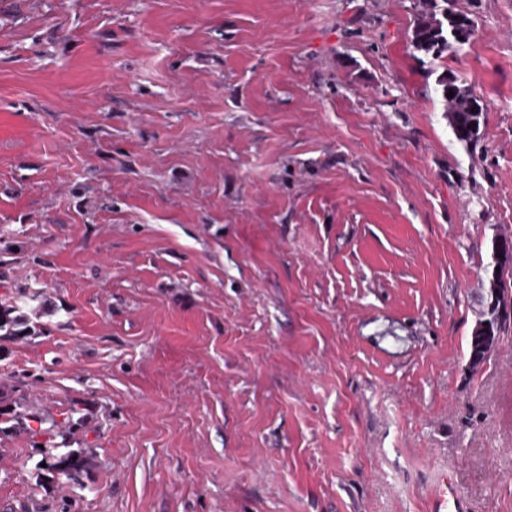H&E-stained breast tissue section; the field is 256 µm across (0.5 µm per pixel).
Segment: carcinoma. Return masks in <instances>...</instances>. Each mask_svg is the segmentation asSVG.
Masks as SVG:
<instances>
[{"label": "carcinoma", "mask_w": 512, "mask_h": 512, "mask_svg": "<svg viewBox=\"0 0 512 512\" xmlns=\"http://www.w3.org/2000/svg\"><path fill=\"white\" fill-rule=\"evenodd\" d=\"M411 45L414 50L430 56L434 60L452 56L459 45L448 39V14L442 18L433 17L419 20L413 30ZM442 98L446 102L449 124L460 143L475 148L481 141V126L484 113L471 87L457 84V78L443 75L438 80ZM454 95H449V92ZM492 264L512 262V240L495 239L492 241ZM512 329V317H487L474 328L470 340L469 363L474 369L483 365L501 337ZM36 334L35 327L29 325V317L20 310L17 300L0 303V341L25 340ZM77 407L70 409V415L59 422L49 414L30 412L12 395L0 393V422L5 424L0 431L25 432L31 437H44L35 443L40 449L41 461L45 465H36L35 485L43 489L59 483L61 477L85 488L82 478L89 475L95 466V453L91 448H73L67 443L57 445L54 438L61 434L62 424L73 423Z\"/></svg>", "instance_id": "carcinoma-1"}]
</instances>
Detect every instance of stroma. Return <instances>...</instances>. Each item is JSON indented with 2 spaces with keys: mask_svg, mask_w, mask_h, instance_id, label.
Wrapping results in <instances>:
<instances>
[{
  "mask_svg": "<svg viewBox=\"0 0 512 512\" xmlns=\"http://www.w3.org/2000/svg\"><path fill=\"white\" fill-rule=\"evenodd\" d=\"M432 0H0V390L80 409L87 488L13 512H512V335L479 368L512 239V0L413 51ZM484 113L458 142L436 85ZM443 19L432 17L420 19L413 30L411 45L414 50L431 56L433 60L453 56L459 45L448 39V14L442 13ZM29 317L20 310L17 300L0 303V341L25 340L36 334V327L29 325ZM485 322H488V325H485ZM511 325L512 317L490 318L488 316L475 326L471 334L469 353V363L472 368L476 369L487 361L501 337L511 330ZM459 506V500L454 490H450L448 480L444 479L433 493L430 507L431 512H456L459 510Z\"/></svg>",
  "mask_w": 512,
  "mask_h": 512,
  "instance_id": "obj_1",
  "label": "stroma"
}]
</instances>
